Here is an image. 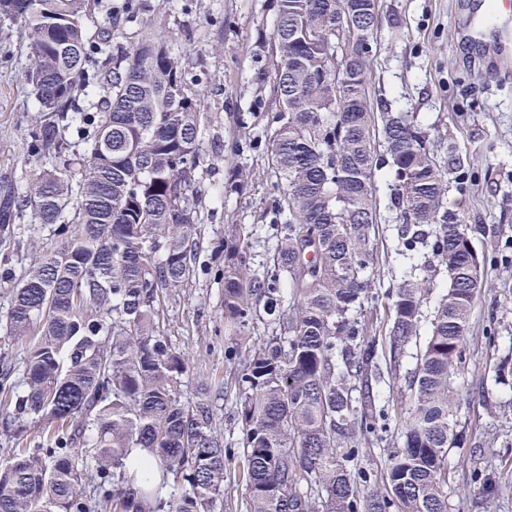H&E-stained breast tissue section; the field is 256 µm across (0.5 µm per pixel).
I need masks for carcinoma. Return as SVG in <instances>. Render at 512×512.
Here are the masks:
<instances>
[{"label":"carcinoma","instance_id":"carcinoma-1","mask_svg":"<svg viewBox=\"0 0 512 512\" xmlns=\"http://www.w3.org/2000/svg\"><path fill=\"white\" fill-rule=\"evenodd\" d=\"M354 0H278L271 33L282 110L268 162L271 209L283 221L273 263L253 268V231L235 227L224 255V325L239 336L270 322L245 351L233 386L250 512H448V453L458 429L456 380L483 287L467 225L445 202L444 158L406 112L380 113L401 255L432 252L448 287L427 308L426 281L386 294L393 357L428 334L402 396L403 442L388 449L387 492L362 494L359 437L375 433L369 378L378 339L355 317L372 293L376 124L368 59L336 67V20ZM99 0H0V22L23 29L38 115L30 152L42 171L19 192L0 182V232L23 212L58 240L15 282L0 363V412L12 419L0 459V512H215L235 449L213 428L207 399L183 401V355L162 334L161 303L196 275L197 215L188 191L201 112L168 41L146 32L88 64L85 21ZM380 13L357 24L373 40ZM97 86L96 111L82 97ZM288 292H283V289ZM290 301H285V297ZM361 381L353 395L350 377ZM37 428L30 440L27 429ZM134 448L151 457L132 467Z\"/></svg>","mask_w":512,"mask_h":512}]
</instances>
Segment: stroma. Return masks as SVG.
<instances>
[{"label":"stroma","mask_w":512,"mask_h":512,"mask_svg":"<svg viewBox=\"0 0 512 512\" xmlns=\"http://www.w3.org/2000/svg\"><path fill=\"white\" fill-rule=\"evenodd\" d=\"M122 0H101L87 23L91 42L106 28L132 41L162 24L170 45L185 59L187 87L201 98L199 139L206 162L190 194L201 226L195 279L164 303L165 332L185 352L190 369L181 386L186 400L206 393L213 423L225 438L237 437L234 393L205 391L235 371L224 351L235 336L224 328V258L212 246L232 225L252 227L256 264L269 263L275 248L269 204L277 177L267 166L273 133L269 118L281 108L274 78L253 81L256 69L273 71L271 51L260 50L276 20V0H143L134 22L113 25ZM476 0H381V22L369 57V89L395 112H412L430 139L453 146L469 170L464 185H449L446 201L474 230L477 252L489 255L484 286L469 320L463 352L458 425L468 447L448 454V512H512V380L499 383L501 363L512 364V69L488 81V58L467 34ZM28 41L16 27L0 28V179L26 189L40 167L27 142L37 101L27 79ZM242 142L243 153L232 154ZM253 174L240 192L226 184L227 159ZM377 203L373 237L375 297L358 313L380 336V401L397 398L415 367V346L393 359L385 340L390 310L387 290L398 287L410 265L398 255L396 213L390 207L391 171L380 165L372 178ZM50 228L25 216L11 234L0 235V272L21 273L36 258L35 244ZM402 423L391 418L367 444L360 460L370 487L384 490V449L401 445ZM495 477L484 492L475 473Z\"/></svg>","instance_id":"stroma-1"}]
</instances>
